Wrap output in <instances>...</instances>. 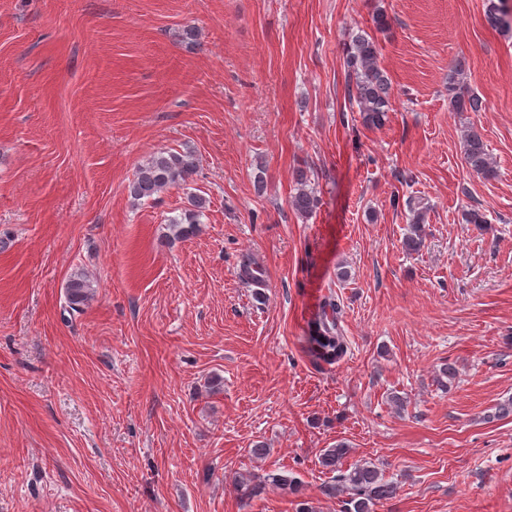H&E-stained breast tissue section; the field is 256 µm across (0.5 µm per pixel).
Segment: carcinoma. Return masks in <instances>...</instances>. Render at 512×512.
<instances>
[{
    "label": "carcinoma",
    "mask_w": 512,
    "mask_h": 512,
    "mask_svg": "<svg viewBox=\"0 0 512 512\" xmlns=\"http://www.w3.org/2000/svg\"><path fill=\"white\" fill-rule=\"evenodd\" d=\"M378 47L372 38L357 33L352 36L346 49L345 92L355 101L362 112L363 122L368 126L384 124L389 112V82L378 65ZM454 106L460 112L479 110V100L459 91L453 96ZM465 162L472 172L486 180L497 177V170L491 162L487 145L481 135L472 132L465 140ZM198 167V159L192 151H160L138 165L129 181V194L135 201H150L162 191L180 187L189 181ZM307 174L296 172L297 189L291 196L290 205L301 216L309 217L317 208L318 198L307 189ZM191 209L181 218L169 219L176 237H185L195 231L199 217L206 209V199L201 196L190 198ZM92 294V285L83 273H75L65 284L68 307L74 312L82 311ZM340 306L334 296L325 298L323 312L318 321L311 325L308 342L317 359L333 364L347 353L348 345L338 325ZM347 448L338 444L324 451L321 457L323 467L337 473L321 492L329 498H342V512H374L376 504L395 497L397 485L384 479L373 464H356L347 471L340 470L346 457ZM272 486L292 495L300 492L297 478L274 471L253 476L243 484L244 496H260Z\"/></svg>",
    "instance_id": "cac0c4a2"
}]
</instances>
